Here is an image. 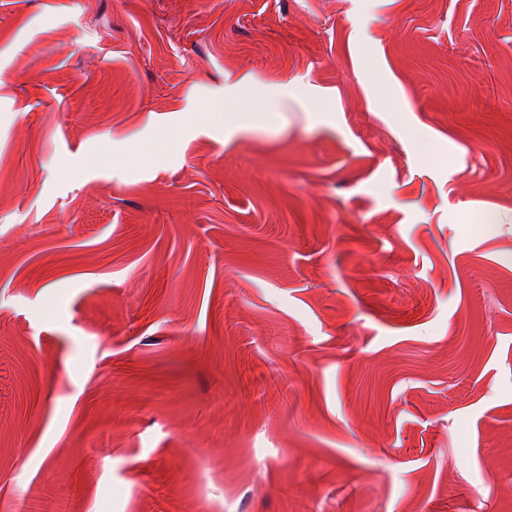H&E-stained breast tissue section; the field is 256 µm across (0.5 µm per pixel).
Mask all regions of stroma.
Wrapping results in <instances>:
<instances>
[{
	"label": "stroma",
	"mask_w": 512,
	"mask_h": 512,
	"mask_svg": "<svg viewBox=\"0 0 512 512\" xmlns=\"http://www.w3.org/2000/svg\"><path fill=\"white\" fill-rule=\"evenodd\" d=\"M511 191L512 0H0V512H512ZM262 97L265 102V112H243V114H239L232 125L233 130L249 129L266 125L270 123L274 116L278 115L282 98L268 90ZM219 123H224V97L223 99H202L194 105L190 112H185L184 120L179 128L163 138L154 140L153 150L149 155L141 153L139 144L143 135L139 134L132 140H129L126 157L131 158L132 162L136 164L150 161L158 151L171 145L175 140H179L187 133L201 126Z\"/></svg>",
	"instance_id": "obj_1"
}]
</instances>
